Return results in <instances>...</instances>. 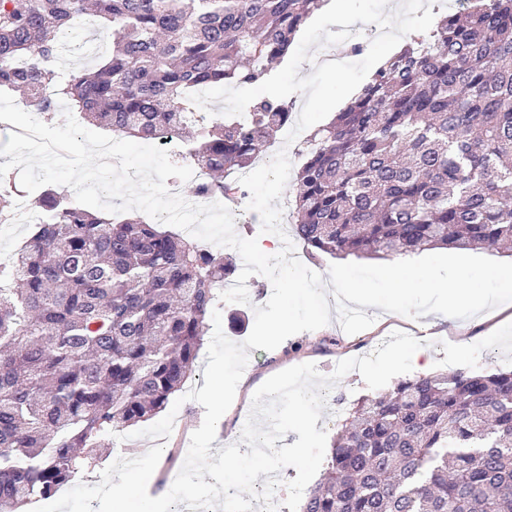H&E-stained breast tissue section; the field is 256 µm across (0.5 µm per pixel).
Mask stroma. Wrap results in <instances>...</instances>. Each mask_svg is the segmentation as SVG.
Returning a JSON list of instances; mask_svg holds the SVG:
<instances>
[{"mask_svg":"<svg viewBox=\"0 0 512 512\" xmlns=\"http://www.w3.org/2000/svg\"><path fill=\"white\" fill-rule=\"evenodd\" d=\"M246 285L249 304L223 301L217 304L225 336L237 343L248 337L254 324L255 307L265 304L272 292L269 280L260 275L250 277ZM365 313L373 317L376 324L354 335L346 334L338 319L334 318L318 330L289 337L274 350L250 349L251 365L242 375V393H254L272 375L303 363H314L321 374L330 375L339 361L370 354L379 345L388 343L393 332L403 331L419 336V327L423 324L431 327L427 350L432 358L433 372H494L512 369V321L504 322L502 315L495 312L485 311L471 318L446 321L434 319L429 314L416 323L394 317L378 307L366 308ZM456 329L477 338L476 350L472 355L450 354L449 340ZM369 393L359 372L348 373L332 388L331 394L335 396L337 404L323 409L317 422L318 429L326 431L328 436H335L347 417L346 410L350 404ZM203 413L204 408L198 402H185L177 413L179 424L168 438L160 442L146 437L129 440L127 457H139L147 448L159 444L166 448L188 450L191 435L200 426Z\"/></svg>","mask_w":512,"mask_h":512,"instance_id":"1","label":"stroma"}]
</instances>
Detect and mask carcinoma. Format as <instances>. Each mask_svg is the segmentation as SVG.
<instances>
[{
	"instance_id": "carcinoma-1",
	"label": "carcinoma",
	"mask_w": 512,
	"mask_h": 512,
	"mask_svg": "<svg viewBox=\"0 0 512 512\" xmlns=\"http://www.w3.org/2000/svg\"><path fill=\"white\" fill-rule=\"evenodd\" d=\"M325 0H0V90L50 119L59 35L86 15L112 54L64 89L117 136L183 144L195 198L236 189L291 119L195 120L189 95L253 85ZM291 225L312 258L391 260L512 245V0H467L413 36L304 141ZM0 263V512H29L105 440L162 411L191 377L234 263L137 215L44 190ZM300 512H512V371L409 377L361 399Z\"/></svg>"
}]
</instances>
